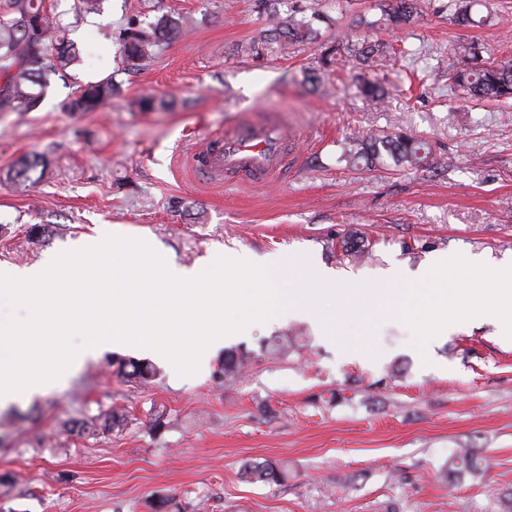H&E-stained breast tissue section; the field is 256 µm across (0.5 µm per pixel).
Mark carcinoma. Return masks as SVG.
Instances as JSON below:
<instances>
[{
	"label": "carcinoma",
	"instance_id": "1",
	"mask_svg": "<svg viewBox=\"0 0 512 512\" xmlns=\"http://www.w3.org/2000/svg\"><path fill=\"white\" fill-rule=\"evenodd\" d=\"M425 0H375L379 16L373 20L362 18L354 26L355 36L342 42L325 45L324 55L347 53L353 64L364 70L376 69L396 49L375 38L374 31L393 27L413 28L424 19ZM257 7L266 15L267 29L261 38L251 44L253 49L272 51L283 42L321 44L320 24L327 20L322 0H297L286 13L270 10L267 0H257ZM473 0H445L441 12L455 23L465 26H483L492 22L491 15H475ZM186 30V19L164 16L154 25L142 27L134 22L120 31L118 61L126 69L145 65L162 46ZM79 52L68 38L67 26L49 12L45 0H9L0 13V112H30L42 101L39 88L48 75L73 65ZM450 88L476 99L499 101L512 99V63L488 62L481 58L479 47L460 45L448 71ZM364 95L377 103L385 102L387 92L377 83L361 82ZM115 88L110 80L88 83L74 92L66 104L70 112H93L112 100ZM431 156L428 141L403 133L389 135L365 134L357 136L342 150L340 160L350 167L371 168L387 166L419 169ZM44 166L39 156L26 157L14 168V180L24 184L32 174ZM358 233L352 231L342 240V253L358 259L364 250L358 247ZM250 361L247 352L237 349L224 351L218 380L235 381ZM121 374L135 383H148L158 374L149 362L131 358L112 361ZM489 468L488 460L477 448H459L448 457L440 478L452 484L467 477L477 478ZM245 478L253 481L277 483L286 477V470L271 462H258L243 468Z\"/></svg>",
	"mask_w": 512,
	"mask_h": 512
}]
</instances>
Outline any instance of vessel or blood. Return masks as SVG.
<instances>
[{"mask_svg": "<svg viewBox=\"0 0 512 512\" xmlns=\"http://www.w3.org/2000/svg\"><path fill=\"white\" fill-rule=\"evenodd\" d=\"M289 143L282 125L244 123L208 137L186 165L193 176L210 183H254L281 171L288 162Z\"/></svg>", "mask_w": 512, "mask_h": 512, "instance_id": "vessel-or-blood-1", "label": "vessel or blood"}]
</instances>
